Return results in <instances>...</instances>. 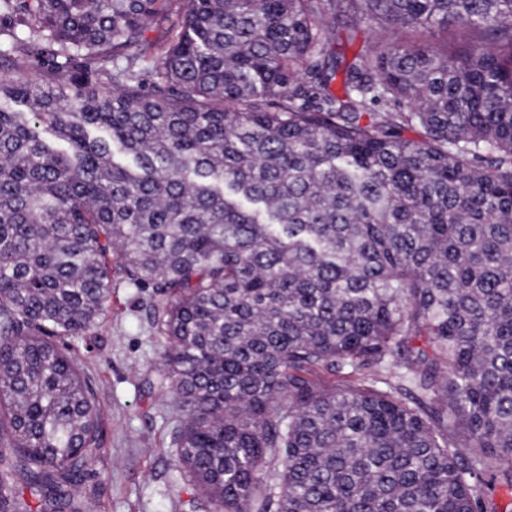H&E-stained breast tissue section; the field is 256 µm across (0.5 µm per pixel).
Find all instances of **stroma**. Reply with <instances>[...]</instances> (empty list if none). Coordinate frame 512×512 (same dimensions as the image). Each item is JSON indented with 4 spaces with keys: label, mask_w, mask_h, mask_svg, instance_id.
I'll return each instance as SVG.
<instances>
[{
    "label": "stroma",
    "mask_w": 512,
    "mask_h": 512,
    "mask_svg": "<svg viewBox=\"0 0 512 512\" xmlns=\"http://www.w3.org/2000/svg\"><path fill=\"white\" fill-rule=\"evenodd\" d=\"M150 304L149 290L114 274L111 303L97 326L64 341L101 412V457L81 486L91 512H188L170 448L177 409L153 387L160 349L147 319Z\"/></svg>",
    "instance_id": "1"
}]
</instances>
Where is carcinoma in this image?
<instances>
[{"label":"carcinoma","instance_id":"cac0c4a2","mask_svg":"<svg viewBox=\"0 0 512 512\" xmlns=\"http://www.w3.org/2000/svg\"><path fill=\"white\" fill-rule=\"evenodd\" d=\"M342 16L374 32L350 62ZM0 61V512H90L100 415L58 340L117 265L189 504L512 489V0H0Z\"/></svg>","mask_w":512,"mask_h":512}]
</instances>
